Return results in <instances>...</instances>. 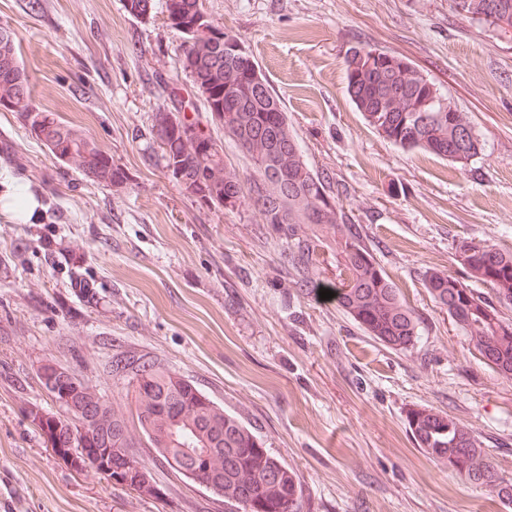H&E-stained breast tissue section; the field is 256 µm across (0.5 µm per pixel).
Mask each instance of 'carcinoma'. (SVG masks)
Here are the masks:
<instances>
[{
  "label": "carcinoma",
  "instance_id": "carcinoma-1",
  "mask_svg": "<svg viewBox=\"0 0 512 512\" xmlns=\"http://www.w3.org/2000/svg\"><path fill=\"white\" fill-rule=\"evenodd\" d=\"M461 2L464 19L487 24L485 11L493 8L512 18V0H451ZM154 0H124L125 10L138 18L151 17ZM168 26L182 40L181 63L191 77L211 123L236 142L252 162L253 174L243 178L224 162V148L200 128L197 106L174 98L173 109L153 116L151 139L163 138L158 158L185 194L201 206L224 209L248 204L251 184L260 176L283 172L291 176L279 193L288 197V217L272 205L259 209L264 223L310 224L315 203L332 204L329 221L312 235L292 243L287 262L300 292L314 290L320 270L319 255L310 240L333 236L345 260L346 276L332 289L336 306L367 335L395 352L412 348L419 336V319L401 300L373 253L363 243L354 222L340 206L339 190L324 172L302 159L298 138L288 125L281 100L273 93L251 53L224 48V28L207 18L202 0H164ZM346 90L358 111L389 143L405 150H422L456 162L463 150L472 159L482 149L465 113L442 106L446 98L435 82L420 73L412 61L369 44L350 48L344 58ZM29 74L18 58L14 34L0 28V110L19 112L31 136L41 141L63 163H73L93 181L119 188L127 173L94 140L57 121L50 112L31 105ZM458 244L461 264L470 278L488 284L501 301H512V251L465 249ZM423 284L432 300L444 309L472 343L479 360L501 377L512 380V322L493 303L476 294L447 272L429 269ZM112 372L128 379L135 393V418L141 433L172 424V409L182 412L186 436L206 433L215 441L213 454L184 458L181 446L166 444L156 453L177 473L193 474L222 487L226 506L242 512H300L301 484L288 466L269 452L236 416L208 399L199 389L152 359L117 358ZM413 440L428 457L447 465L471 483L488 486L512 503V483L499 475L470 429L446 413L424 406L406 412ZM61 451L73 448L112 450V474L123 462L106 433L70 440L60 427Z\"/></svg>",
  "mask_w": 512,
  "mask_h": 512
}]
</instances>
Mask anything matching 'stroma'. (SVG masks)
<instances>
[{"label":"stroma","mask_w":512,"mask_h":512,"mask_svg":"<svg viewBox=\"0 0 512 512\" xmlns=\"http://www.w3.org/2000/svg\"><path fill=\"white\" fill-rule=\"evenodd\" d=\"M253 54L304 161L343 189L367 246L420 319L413 348L370 338L334 301L303 294L284 261L306 224L201 206L150 149L154 112L192 90L161 10L123 0H0L32 104L92 137L128 175L88 179L0 111V180L40 195L38 221L0 213V512H225L175 475L143 435L156 494L75 474L45 450L28 405L54 360L132 415L113 358L145 355L237 416L297 476L301 512H512L491 489L428 456L406 428L419 405L473 433L512 479V380L479 362L433 302L426 270L467 275L461 240L512 250V37L460 19L451 0H203ZM372 44L409 58L481 144L467 168L384 141L346 93L344 57Z\"/></svg>","instance_id":"35a3bbf8"}]
</instances>
